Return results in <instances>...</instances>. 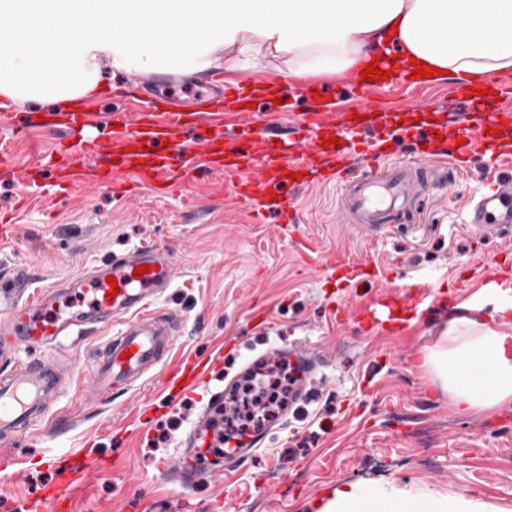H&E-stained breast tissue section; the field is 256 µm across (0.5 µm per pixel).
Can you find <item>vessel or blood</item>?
Segmentation results:
<instances>
[{"label": "vessel or blood", "mask_w": 512, "mask_h": 512, "mask_svg": "<svg viewBox=\"0 0 512 512\" xmlns=\"http://www.w3.org/2000/svg\"><path fill=\"white\" fill-rule=\"evenodd\" d=\"M349 81L359 86L362 103L357 113H335L312 109L288 117L278 113L273 124H293V137L274 142L254 135L249 104L257 96H272L274 86L226 88L200 95L192 110L164 99L162 107L135 113L103 139L96 129L97 113H69L66 122L43 126L45 136L56 144L53 180L49 195L80 187H98L121 195L150 190L153 195L179 194L195 197L204 180L219 177L236 201L250 209L255 220L267 210L277 211L283 223L293 224L297 213L291 199L271 200L272 191L290 184L291 174L299 183L338 181L335 167L347 160L374 163L375 168L338 181L340 208L344 217L367 233L377 234L394 222L398 213L416 205L425 190L438 183L442 164L460 167L465 158L483 155L487 166L512 158V109L502 106L473 113L466 128L454 122L440 124L456 148L450 154L425 149L428 136L414 133L419 146L410 162L382 165L383 151L371 140H344L347 130L366 129L377 123L383 106L374 96L372 84L360 73ZM208 123L211 135L197 137L200 123ZM467 229L484 239L512 229V181L493 179L473 204ZM145 274H137L140 266ZM178 265L169 250L141 246L96 265L77 281H66L58 289L32 293L34 272L17 265L0 275V359L11 357L16 348L55 347L62 338L90 330L114 329L95 356L89 383L102 395L162 375V390L168 397H189L210 366L200 362H173L172 350L181 328V317L173 310L152 311L154 300L177 278ZM117 294H110L111 285ZM264 361H284L296 377L295 397L303 399L307 382L325 362V354L299 346L271 347L260 355ZM66 373L55 358L29 359L0 374V440L13 442L28 435L33 423L41 421L53 399L64 389ZM223 391L212 392L211 407L186 436L176 464L168 471L169 481L181 488L194 486L198 474L228 473L240 462L253 458L264 444L267 429H254L231 443L223 456L206 453L210 439L211 408L223 403ZM46 465L55 478L44 485L31 507L33 512H72L70 488L85 482L89 471L103 467V460L82 466L65 465L62 457H48Z\"/></svg>", "instance_id": "obj_1"}]
</instances>
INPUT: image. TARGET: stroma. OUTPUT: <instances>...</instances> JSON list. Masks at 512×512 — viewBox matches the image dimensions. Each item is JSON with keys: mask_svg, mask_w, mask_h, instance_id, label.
Masks as SVG:
<instances>
[{"mask_svg": "<svg viewBox=\"0 0 512 512\" xmlns=\"http://www.w3.org/2000/svg\"><path fill=\"white\" fill-rule=\"evenodd\" d=\"M252 68L226 73L227 83L260 79L286 82L293 91L285 111L310 106L301 82L286 79L282 60L255 50ZM128 71L112 74L109 91L90 107L101 122L122 111L127 97H149ZM450 83L406 88L387 81L379 95L404 126L422 115L439 119ZM54 148L33 131L24 137L0 126V269L30 263L40 288L81 276L113 254L141 245L173 251L175 284L154 303L177 311L182 333L175 355L207 358L223 346L224 361L207 386L178 403L167 402L159 380L99 397L87 383L88 365L106 341L92 333L67 338L58 356L75 364L74 380L53 404L54 416L77 414L64 428L41 423L7 445L16 467L0 471V512H23L26 497L53 479L48 456L82 451L109 460L76 493L74 512H122L145 495L144 512H324L339 494L446 495L512 512V404L490 412L457 414L421 366L460 312L499 328V306L512 304V284L482 286L480 272L512 267V241L482 243L465 230L466 205L480 191L482 160L463 171L447 169L423 210L370 235L339 216V189L314 184L297 192L298 221L276 215L255 222L231 192L205 184L198 198L74 190L56 198L44 192L41 163ZM359 264L365 281L350 283L332 263ZM393 294L410 309L399 336L364 330L355 311ZM326 352L309 397L293 406L273 431L263 454L230 477H216L187 492L169 485L186 433L211 391L235 375L246 359L272 345Z\"/></svg>", "mask_w": 512, "mask_h": 512, "instance_id": "1", "label": "stroma"}]
</instances>
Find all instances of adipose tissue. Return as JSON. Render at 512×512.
Segmentation results:
<instances>
[{
	"instance_id": "ef3b65f1",
	"label": "adipose tissue",
	"mask_w": 512,
	"mask_h": 512,
	"mask_svg": "<svg viewBox=\"0 0 512 512\" xmlns=\"http://www.w3.org/2000/svg\"><path fill=\"white\" fill-rule=\"evenodd\" d=\"M394 45L446 77L512 71V0H0V101L70 112L106 90L105 73L243 69L254 48L289 77L340 74ZM422 366L460 412L512 402V332L452 320ZM328 512H472L398 492L347 493Z\"/></svg>"
}]
</instances>
